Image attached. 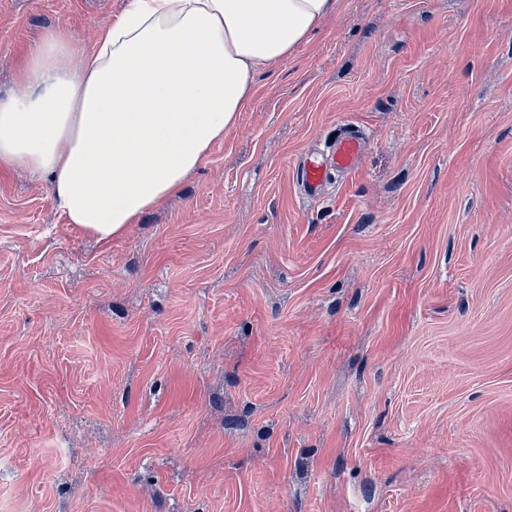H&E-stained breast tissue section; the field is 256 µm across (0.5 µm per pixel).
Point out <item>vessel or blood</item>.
I'll list each match as a JSON object with an SVG mask.
<instances>
[{
	"mask_svg": "<svg viewBox=\"0 0 512 512\" xmlns=\"http://www.w3.org/2000/svg\"><path fill=\"white\" fill-rule=\"evenodd\" d=\"M363 153V136L354 128H346L336 136L329 156L323 160L303 158L295 164L296 179L306 196L322 195L331 173H351Z\"/></svg>",
	"mask_w": 512,
	"mask_h": 512,
	"instance_id": "1",
	"label": "vessel or blood"
}]
</instances>
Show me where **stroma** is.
I'll list each match as a JSON object with an SVG mask.
<instances>
[{"mask_svg": "<svg viewBox=\"0 0 512 512\" xmlns=\"http://www.w3.org/2000/svg\"><path fill=\"white\" fill-rule=\"evenodd\" d=\"M124 5L0 0V99ZM0 512H512V0H337L112 242L0 171ZM363 153V136L355 128H345L336 136L331 154L325 160L303 158L295 164L296 179L307 197L322 195L332 171L351 173Z\"/></svg>", "mask_w": 512, "mask_h": 512, "instance_id": "35a3bbf8", "label": "stroma"}]
</instances>
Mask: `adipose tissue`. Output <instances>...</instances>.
<instances>
[{
  "label": "adipose tissue",
  "instance_id": "ef3b65f1",
  "mask_svg": "<svg viewBox=\"0 0 512 512\" xmlns=\"http://www.w3.org/2000/svg\"><path fill=\"white\" fill-rule=\"evenodd\" d=\"M336 0H127L92 48L46 32L0 100V167L108 242L178 194Z\"/></svg>",
  "mask_w": 512,
  "mask_h": 512
}]
</instances>
